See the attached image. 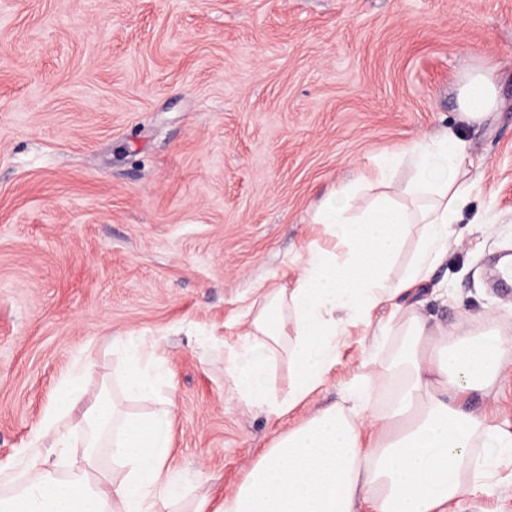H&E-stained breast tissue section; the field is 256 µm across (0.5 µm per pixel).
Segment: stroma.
<instances>
[{"instance_id":"35a3bbf8","label":"stroma","mask_w":512,"mask_h":512,"mask_svg":"<svg viewBox=\"0 0 512 512\" xmlns=\"http://www.w3.org/2000/svg\"><path fill=\"white\" fill-rule=\"evenodd\" d=\"M494 69L499 105L459 118ZM472 185L422 311L450 334L512 337V0H0V468L29 448L76 360L84 404L116 336L157 342L173 376L170 462L219 506L268 448L340 402L369 350L344 337L324 384L277 418L231 392L224 358L258 284H292L335 189L408 203L387 155L445 130ZM461 512H512V458ZM458 101L461 118L466 122H478L493 112L497 106L494 72L486 68L472 70Z\"/></svg>"}]
</instances>
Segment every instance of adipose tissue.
Here are the masks:
<instances>
[{
	"instance_id": "obj_1",
	"label": "adipose tissue",
	"mask_w": 512,
	"mask_h": 512,
	"mask_svg": "<svg viewBox=\"0 0 512 512\" xmlns=\"http://www.w3.org/2000/svg\"><path fill=\"white\" fill-rule=\"evenodd\" d=\"M497 106L492 70H472L459 93L460 115L477 122ZM415 172L411 206L383 201L354 209L347 190L331 193L314 221L332 245L309 247L294 286L263 289L246 329L224 362V374L247 406L282 416L325 381L353 326H373V340L400 342L379 378L384 395L372 402L361 379L344 404L322 409L275 436L218 508L208 497L186 498L171 467L172 381L153 346L139 336H116L123 355L118 388L103 387L78 422L68 412L83 397L88 365L75 362L59 399L45 413L29 450L12 467L0 512H458L493 487L500 458L512 453V434L471 409L473 393L491 395L512 363V338L499 331L449 335L406 294L429 282L448 251L470 185L466 143L447 131L415 143L374 173L388 180L400 164ZM416 248L397 280L388 271L405 238ZM389 306L387 319L372 315ZM287 362L290 385L274 379ZM149 401L146 413L125 409ZM82 447L65 477L52 456Z\"/></svg>"
}]
</instances>
